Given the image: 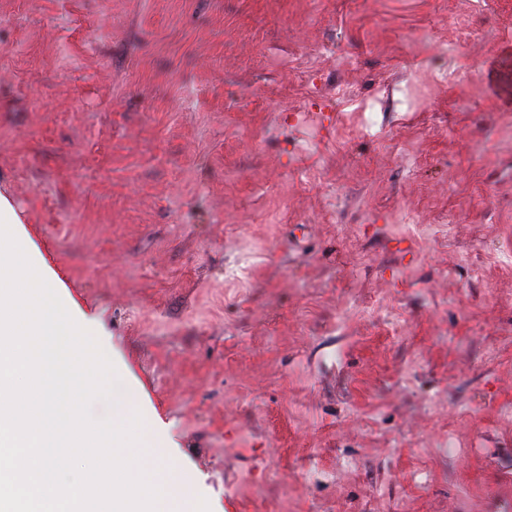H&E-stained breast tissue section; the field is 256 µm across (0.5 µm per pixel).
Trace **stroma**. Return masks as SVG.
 I'll return each instance as SVG.
<instances>
[{
	"label": "stroma",
	"mask_w": 512,
	"mask_h": 512,
	"mask_svg": "<svg viewBox=\"0 0 512 512\" xmlns=\"http://www.w3.org/2000/svg\"><path fill=\"white\" fill-rule=\"evenodd\" d=\"M0 196L210 512H512V0H0ZM304 80L310 88V93L305 104V110L308 112H322L324 109L333 106L334 101L326 97L316 84V75L313 70H308L304 73Z\"/></svg>",
	"instance_id": "1"
}]
</instances>
